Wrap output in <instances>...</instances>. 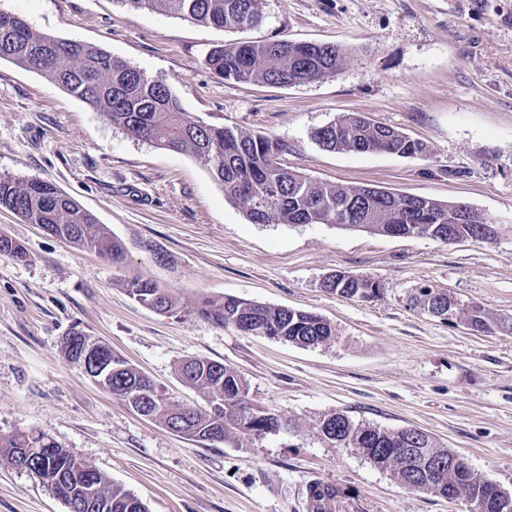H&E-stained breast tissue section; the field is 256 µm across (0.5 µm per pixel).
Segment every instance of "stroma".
Instances as JSON below:
<instances>
[{"label": "stroma", "instance_id": "stroma-1", "mask_svg": "<svg viewBox=\"0 0 512 512\" xmlns=\"http://www.w3.org/2000/svg\"><path fill=\"white\" fill-rule=\"evenodd\" d=\"M262 20L225 31L123 0H0L32 30L92 43L166 81L191 115L288 144L284 160L348 186L463 203L502 233L488 244L389 237L328 224H253L204 159L139 141L0 52V176L53 183L125 247L122 265L47 235L0 207V434L37 430L133 493L147 512H307L318 480L349 512H468L463 500L410 490L358 449L321 434L342 412L414 427L512 494V334L472 332L413 303L420 288L460 308L512 315V0H259ZM289 39L343 46L333 78L293 86L224 81L218 45ZM358 112L424 141L421 157L328 151L312 138ZM344 271L376 281L369 300L324 286ZM142 276L173 298L148 308L118 284ZM233 296L305 310L336 329L302 348L199 315ZM81 332L111 346L168 396L204 406L178 375L204 357L245 379L279 432L189 441L102 390L64 352ZM0 512H68L0 456Z\"/></svg>", "mask_w": 512, "mask_h": 512}]
</instances>
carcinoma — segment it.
Wrapping results in <instances>:
<instances>
[{"label":"carcinoma","instance_id":"1","mask_svg":"<svg viewBox=\"0 0 512 512\" xmlns=\"http://www.w3.org/2000/svg\"><path fill=\"white\" fill-rule=\"evenodd\" d=\"M136 8L178 14L187 20L217 28L243 29L260 21L258 0H123ZM0 51L19 66L47 77L71 96L102 112L134 138L175 153H190L211 163L212 177L224 194L253 224H310L317 209L339 215L330 224L371 233L386 234L392 225L422 228L436 238L453 231L476 233L489 229L499 236L501 227L491 218L465 207L384 189L344 186L315 180L281 162L288 145L265 134H243L230 127L208 125L202 129L181 106L170 86L129 66L91 43L63 40L33 31L28 25L7 28L0 23ZM345 60L342 47L288 39L247 41L215 47L206 56L211 70L226 81L259 82L292 86L333 78ZM314 140L329 151L387 153L403 157L427 153L426 145L403 131L371 122L361 114L339 116L317 129ZM0 207L18 214L29 224H47L65 234L79 249L94 250L105 257L122 251V242L98 224L95 216L53 184L37 179L0 177ZM370 278L351 273L326 286L341 297L358 296ZM138 285V301L145 303L164 292L153 280L135 277L124 281L127 289ZM199 314L220 325L248 323L253 334L274 330L282 340L301 347L319 346L335 338L334 326L322 316L304 310L247 302L228 296L221 303L204 301ZM464 320L491 330L497 321L477 305L462 312ZM120 370L112 374L109 391L135 408L141 393L151 392L146 407L151 418L169 425L175 413L186 410L189 440H211L218 432L226 440L261 436L278 431L280 420L246 400V382L237 371L203 357L183 360L178 373L206 396L202 410L167 397L146 375L124 359L112 358ZM320 427L339 430L337 445L352 446L370 457L406 488L429 491L452 499L456 488L466 485L480 498L483 512H502L491 491L493 480L471 470L448 464L454 452L437 447L427 434L411 442L408 428L389 430L353 421L349 416L328 415ZM418 448L445 462L442 479L428 481L413 463L402 459L400 447ZM29 449L30 469L55 495L73 503L76 512H146L133 494L113 484L87 462L57 447L36 430L0 436V451L13 465L20 463V449ZM345 494L318 480L307 488L308 512H340Z\"/></svg>","mask_w":512,"mask_h":512}]
</instances>
